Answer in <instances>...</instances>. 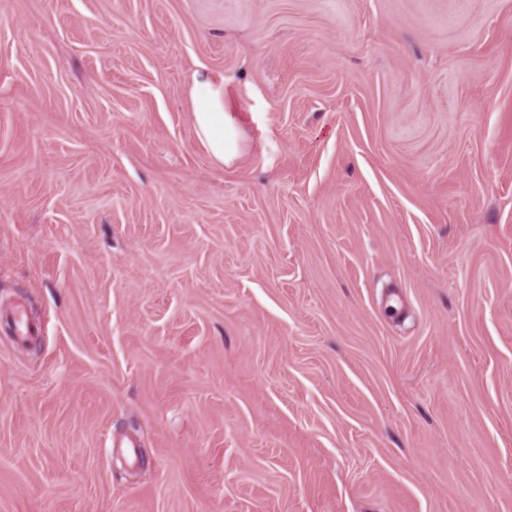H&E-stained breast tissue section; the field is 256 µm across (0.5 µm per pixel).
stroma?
<instances>
[{"label": "stroma", "mask_w": 512, "mask_h": 512, "mask_svg": "<svg viewBox=\"0 0 512 512\" xmlns=\"http://www.w3.org/2000/svg\"><path fill=\"white\" fill-rule=\"evenodd\" d=\"M16 298L0 512H512V0H0ZM192 124L212 161L231 166L247 151L238 115L228 105L224 77L196 71L189 90ZM7 321L12 325L14 341L17 345L36 339L42 333L41 326L27 317L26 311L21 305L15 307L7 315Z\"/></svg>", "instance_id": "stroma-1"}]
</instances>
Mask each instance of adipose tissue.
Masks as SVG:
<instances>
[{"instance_id":"adipose-tissue-1","label":"adipose tissue","mask_w":512,"mask_h":512,"mask_svg":"<svg viewBox=\"0 0 512 512\" xmlns=\"http://www.w3.org/2000/svg\"><path fill=\"white\" fill-rule=\"evenodd\" d=\"M192 124L212 161L230 166L247 151L248 142L238 115L228 105L223 78L195 72L189 90Z\"/></svg>"}]
</instances>
